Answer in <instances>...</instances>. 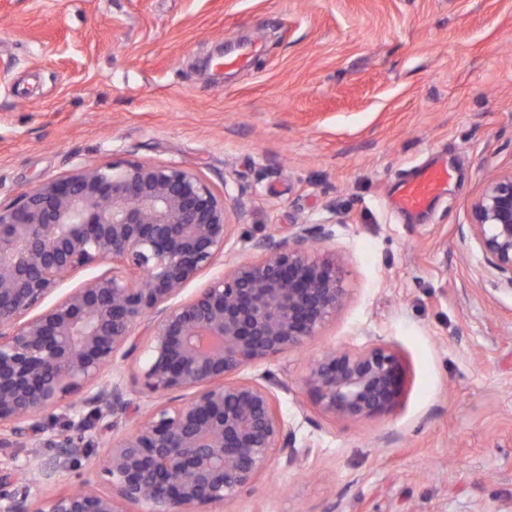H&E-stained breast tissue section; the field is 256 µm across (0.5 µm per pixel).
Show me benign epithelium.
<instances>
[{"label":"benign epithelium","mask_w":512,"mask_h":512,"mask_svg":"<svg viewBox=\"0 0 512 512\" xmlns=\"http://www.w3.org/2000/svg\"><path fill=\"white\" fill-rule=\"evenodd\" d=\"M229 229L226 196L176 165L84 168L0 203V448L57 449L12 471L51 485L60 460L89 456L85 432L108 434L127 416L124 378L97 381L117 354L138 349L134 330L146 320L142 386L166 398L107 443L112 492L99 491L90 470L79 489L33 500L1 475L0 512H209L247 490L276 449L296 462L277 399L238 374L304 347L336 317L349 296L344 257L316 247L333 236L328 224H301L288 240L255 241L257 259L175 302L224 255ZM470 230L512 287V170L472 202ZM106 261L111 270L42 307L66 279ZM305 385L321 411L356 421L399 405L406 367L387 345L336 348ZM80 393L87 413L70 402ZM62 405L73 413L69 432L53 434L39 416Z\"/></svg>","instance_id":"1"}]
</instances>
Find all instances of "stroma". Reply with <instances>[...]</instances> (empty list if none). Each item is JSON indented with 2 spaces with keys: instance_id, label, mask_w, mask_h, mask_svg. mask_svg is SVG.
I'll list each match as a JSON object with an SVG mask.
<instances>
[{
  "instance_id": "35a3bbf8",
  "label": "stroma",
  "mask_w": 512,
  "mask_h": 512,
  "mask_svg": "<svg viewBox=\"0 0 512 512\" xmlns=\"http://www.w3.org/2000/svg\"><path fill=\"white\" fill-rule=\"evenodd\" d=\"M258 47L244 65L233 54ZM177 165L239 200L217 263L331 223L349 299L302 349L247 366L275 395L299 458L213 512H512V291L469 228L512 169V0H0V202L110 163ZM448 180L402 211L404 182ZM397 349L394 410L323 413L304 384L333 347ZM144 350L116 359L156 402ZM447 173L437 168H428L402 185L397 206L405 211L427 208L446 181Z\"/></svg>"
}]
</instances>
